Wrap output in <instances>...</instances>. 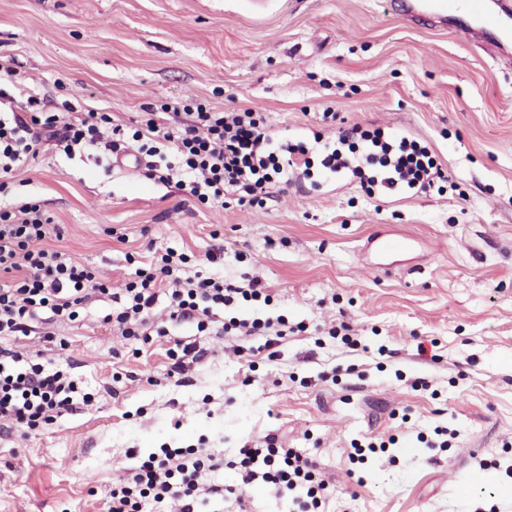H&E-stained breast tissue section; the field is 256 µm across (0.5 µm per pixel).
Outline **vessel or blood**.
Wrapping results in <instances>:
<instances>
[{"mask_svg":"<svg viewBox=\"0 0 512 512\" xmlns=\"http://www.w3.org/2000/svg\"><path fill=\"white\" fill-rule=\"evenodd\" d=\"M397 9L408 18L451 27L456 37L480 43L493 58L512 60V0H399ZM418 245L414 237L380 232L367 239L361 252L386 258Z\"/></svg>","mask_w":512,"mask_h":512,"instance_id":"b4317fda","label":"vessel or blood"}]
</instances>
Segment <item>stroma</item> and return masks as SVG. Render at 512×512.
<instances>
[{"mask_svg": "<svg viewBox=\"0 0 512 512\" xmlns=\"http://www.w3.org/2000/svg\"><path fill=\"white\" fill-rule=\"evenodd\" d=\"M387 0H0V66L45 111L109 112L130 126L163 103L258 113L281 140L399 127L445 174L424 190L273 184L263 202L201 204L93 154L43 143L8 191L41 201L47 247L120 291L137 262L174 249L186 275L247 286L285 316L280 354L264 336H200L187 322L150 342L103 321L96 297L73 322H34L0 348L70 370L91 404L29 430L0 424V512H109L129 449L205 448L227 486L202 512H289L242 448H294L331 495L324 512H512V71L479 44L392 15ZM377 232L416 237L419 272L362 265ZM210 251L221 262L205 259ZM135 262H128L127 254ZM54 332V342L43 338ZM204 357L171 377L169 350ZM456 431L441 447L438 429ZM386 452L351 457L354 444Z\"/></svg>", "mask_w": 512, "mask_h": 512, "instance_id": "obj_1", "label": "stroma"}]
</instances>
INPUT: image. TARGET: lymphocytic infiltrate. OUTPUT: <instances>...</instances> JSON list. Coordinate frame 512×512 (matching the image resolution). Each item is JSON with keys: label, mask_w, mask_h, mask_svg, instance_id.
I'll return each instance as SVG.
<instances>
[{"label": "lymphocytic infiltrate", "mask_w": 512, "mask_h": 512, "mask_svg": "<svg viewBox=\"0 0 512 512\" xmlns=\"http://www.w3.org/2000/svg\"><path fill=\"white\" fill-rule=\"evenodd\" d=\"M163 104L161 113L171 112ZM148 113L141 126L124 130L111 113L91 112L80 118L67 112H32L20 116L0 110V336H27L43 313L59 320H76L91 297L108 294L95 270L68 254L45 247L55 226L35 200L5 198L6 180L35 157L43 142L65 154L87 148L112 158L136 142L148 179L173 183L203 204L223 203L226 195L238 203L261 201L269 184L288 183L292 168L309 163L312 148L305 142L276 147L262 119L255 113L210 112L198 108L192 124L175 127ZM320 165L338 175L359 163L371 172V184L388 189H423L442 170L429 148L409 137L388 139L374 135L359 160L335 145L318 151ZM188 254L166 250L138 267L124 288L119 307L105 323L117 324L123 336L150 340L167 335L153 321L159 296L168 299L169 319L191 321L203 335L239 331L265 333L266 348L276 346L287 325L284 316L252 321L224 319L225 308L240 302L269 303L258 281L240 288L214 278L188 277ZM75 379L63 369L12 349H0V422L34 429L89 402ZM204 449L165 448L140 457L127 482L113 487L110 512H142L147 501L181 502V512H196L195 504L223 495L222 486L208 483ZM243 481L262 479L291 501L296 512H320L328 485L309 457L291 448H243L239 451Z\"/></svg>", "instance_id": "obj_1"}]
</instances>
